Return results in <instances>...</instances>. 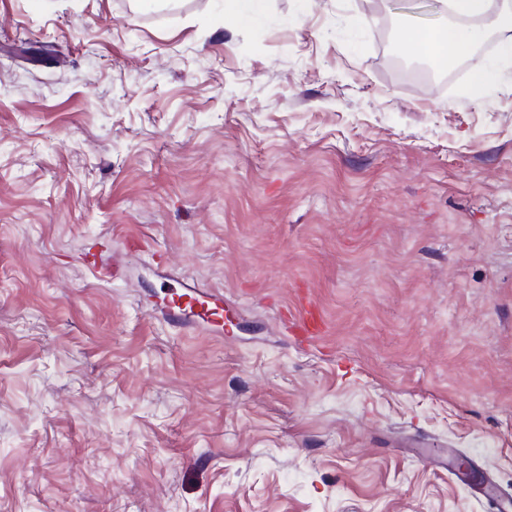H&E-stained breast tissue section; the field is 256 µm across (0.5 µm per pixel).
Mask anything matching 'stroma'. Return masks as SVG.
Segmentation results:
<instances>
[{
    "mask_svg": "<svg viewBox=\"0 0 512 512\" xmlns=\"http://www.w3.org/2000/svg\"><path fill=\"white\" fill-rule=\"evenodd\" d=\"M222 13L0 0V512H494L455 466L512 499L501 33L431 95L440 0ZM182 279L223 333L163 320Z\"/></svg>",
    "mask_w": 512,
    "mask_h": 512,
    "instance_id": "stroma-1",
    "label": "stroma"
}]
</instances>
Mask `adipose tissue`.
<instances>
[{
  "label": "adipose tissue",
  "instance_id": "obj_1",
  "mask_svg": "<svg viewBox=\"0 0 512 512\" xmlns=\"http://www.w3.org/2000/svg\"><path fill=\"white\" fill-rule=\"evenodd\" d=\"M445 6L456 16V23L413 29L400 44L405 53H423L438 63H447L480 38V30L467 25L471 19L482 20L489 27L512 30V0L496 13L490 10V0H446Z\"/></svg>",
  "mask_w": 512,
  "mask_h": 512
}]
</instances>
